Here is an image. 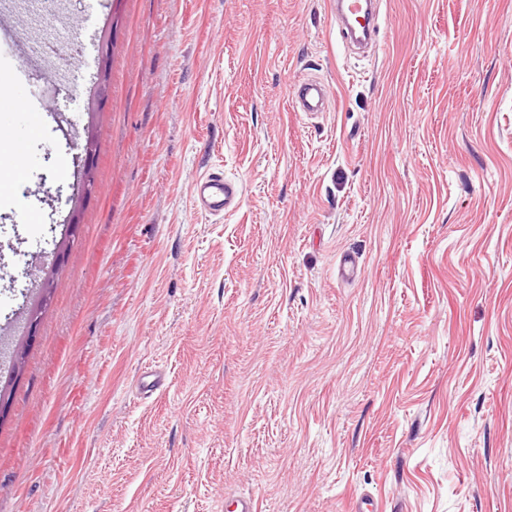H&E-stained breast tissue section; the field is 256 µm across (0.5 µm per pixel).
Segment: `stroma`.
Wrapping results in <instances>:
<instances>
[{
  "instance_id": "obj_1",
  "label": "stroma",
  "mask_w": 512,
  "mask_h": 512,
  "mask_svg": "<svg viewBox=\"0 0 512 512\" xmlns=\"http://www.w3.org/2000/svg\"><path fill=\"white\" fill-rule=\"evenodd\" d=\"M21 2L0 512H512V0H382L367 56L333 0ZM302 77L325 111H294ZM216 171L221 217L191 197ZM191 194L198 211L223 216L238 208L242 189L237 181L225 178L224 174L210 173L193 182Z\"/></svg>"
}]
</instances>
